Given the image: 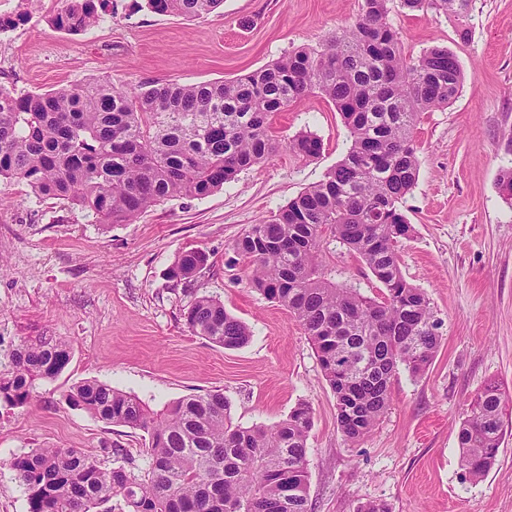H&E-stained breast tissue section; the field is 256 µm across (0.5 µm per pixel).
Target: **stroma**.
Listing matches in <instances>:
<instances>
[{
    "mask_svg": "<svg viewBox=\"0 0 512 512\" xmlns=\"http://www.w3.org/2000/svg\"><path fill=\"white\" fill-rule=\"evenodd\" d=\"M23 23L0 35V83L41 93L111 78L197 84L231 80L288 52L321 44L357 15L361 0H224L201 18L156 14L144 0H109L100 23L81 34L50 20L64 0H14ZM406 56L440 47L461 65L463 86L447 107L422 113L415 139L419 172L401 211L413 228L399 249L408 281L443 321L427 371H399L375 430L348 445L336 402L302 326L248 282L233 248L251 224L277 211L347 153L350 134L320 95L273 118L282 147L211 195L160 203L128 224L88 223L64 201L38 199L22 181L0 178V336L9 346L56 336L72 347L53 380L36 381L30 403L0 405V512H28L10 462L32 448H75L111 465L113 447L140 459L147 434L71 407L66 395L97 380L153 409L222 391L236 424L273 425L309 403L310 512H355L366 500L391 512H512V199L498 185L512 166V0H472L465 20L429 9L392 11ZM310 133L318 157L288 140ZM204 251L193 288L171 281L175 258ZM323 262L336 282L376 294L366 265L325 239ZM209 295L246 323L249 342L227 350L194 335L183 310ZM498 383L506 398L495 465L462 477L457 428L473 397Z\"/></svg>",
    "mask_w": 512,
    "mask_h": 512,
    "instance_id": "stroma-1",
    "label": "stroma"
}]
</instances>
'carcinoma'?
<instances>
[{"instance_id":"cac0c4a2","label":"carcinoma","mask_w":512,"mask_h":512,"mask_svg":"<svg viewBox=\"0 0 512 512\" xmlns=\"http://www.w3.org/2000/svg\"><path fill=\"white\" fill-rule=\"evenodd\" d=\"M223 0H146L158 14L200 18ZM430 7L459 16L470 0H363L354 21L324 43L288 53L233 80L182 85L145 82L128 90L97 79L45 93L0 85V177L24 181L38 199L64 200L92 223L128 224L173 198H201L282 147L271 119L306 95L332 103L348 128L347 154L323 179L234 242L249 264V284L285 307L312 343L336 400V423L356 444L390 403L400 368L417 377L432 363L442 320L426 293L403 275L400 243L412 226L400 203L418 176V115L450 104L463 84L454 54L431 48L405 57L388 22ZM106 0H65L57 28L75 34L97 25ZM315 157L313 134L288 143ZM332 237L380 284L366 296L327 277L322 242ZM206 253L180 254L169 279L190 284ZM187 328L226 349L244 346L247 325L210 296L184 309ZM71 359L52 336L23 341L0 362V404L29 402L34 382L57 378ZM107 424L149 436L145 464L122 448L112 466L72 448H33L10 466L28 491L29 512H309L308 439L313 411L300 403L281 422L233 423L224 393L209 390L152 410L139 397L97 381L66 395ZM504 394H476L457 431L460 467L477 481L497 460Z\"/></svg>"}]
</instances>
